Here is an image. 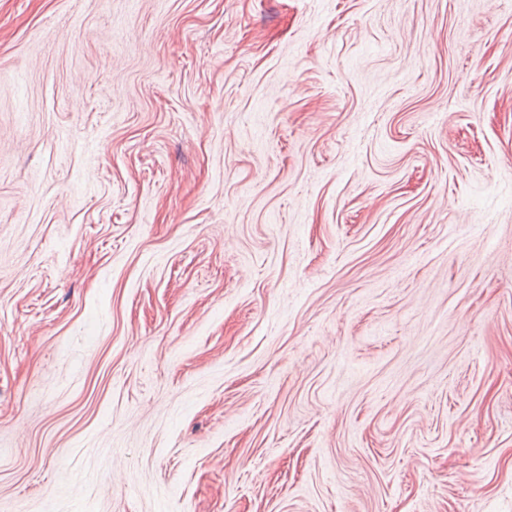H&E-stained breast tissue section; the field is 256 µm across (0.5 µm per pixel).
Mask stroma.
Returning a JSON list of instances; mask_svg holds the SVG:
<instances>
[{
	"label": "stroma",
	"instance_id": "obj_1",
	"mask_svg": "<svg viewBox=\"0 0 512 512\" xmlns=\"http://www.w3.org/2000/svg\"><path fill=\"white\" fill-rule=\"evenodd\" d=\"M0 512H512V0H0Z\"/></svg>",
	"mask_w": 512,
	"mask_h": 512
}]
</instances>
